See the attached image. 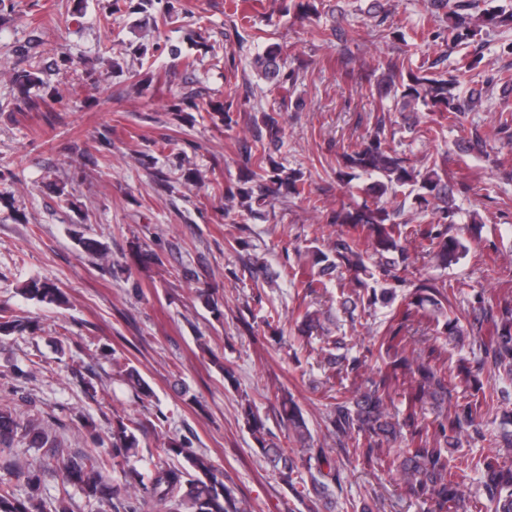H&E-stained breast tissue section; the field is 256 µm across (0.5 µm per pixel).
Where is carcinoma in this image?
Wrapping results in <instances>:
<instances>
[{
    "label": "carcinoma",
    "instance_id": "obj_1",
    "mask_svg": "<svg viewBox=\"0 0 512 512\" xmlns=\"http://www.w3.org/2000/svg\"><path fill=\"white\" fill-rule=\"evenodd\" d=\"M434 16L450 21L447 33L438 32L435 39L450 38L453 45L467 48L475 42L478 29L472 22L473 0H427ZM286 12L306 16L317 11L315 0H288ZM282 48L272 43L254 57V68L277 86L295 85L297 73L282 70ZM40 78L30 70L18 72L14 78L16 94L10 102L16 112L39 109L40 100L30 95V88ZM457 77L446 76L423 65L412 68L390 59L377 80L378 92L393 94L401 112H437L440 121L424 130L431 139L440 136L443 123L462 124L465 114L473 111L482 92L471 91L462 96L455 92ZM199 92L189 90L170 111L180 122L201 111ZM512 130V111L499 113L497 126L491 132H470L468 149L487 152L490 142ZM282 128L278 120L263 113L262 125L256 127L261 151L244 148L241 161L247 173L244 179L224 185L228 206L239 205L251 214L270 206L279 198H297L309 208L319 209V199L306 189L307 181L299 169H287L273 157L281 142ZM366 179L360 186L356 181ZM272 189L263 191L265 183ZM336 182L347 188L350 201L331 210L326 224L314 229L315 238L324 226H337L336 238L327 250L308 247L298 254L297 267L284 272L293 279L302 277L310 293H318L345 272L354 274L353 288L340 296L341 309L354 317L358 309L369 310L377 304L387 305L396 299V290L411 284L409 275L415 269L416 257L409 253L418 240L430 242L429 261L446 269L459 261L467 251L463 239L449 233L456 223L452 188L438 171L437 164L418 170L398 152L384 133L383 120L376 121L373 132L361 144L344 147L336 155ZM363 200H357V195ZM419 213H431L426 224L401 219L406 205ZM78 245L87 253L108 258V246L89 238H79ZM413 285V284H411ZM23 293L47 303H62L64 293L40 280L29 281ZM471 310L461 317L457 313V296L453 285L444 281L423 280L404 298L403 308L393 312L379 343L386 355L384 366L361 383L342 387L327 412L326 422L336 436V444L350 463L371 465L381 453L394 452L391 464L403 481L408 495L428 504L431 512H451L466 499L485 502L487 512H512V465L499 455H476L464 448L463 438L477 429L481 420L498 411L509 397L505 390L484 386L480 375L512 379V302L487 307L481 294L469 301ZM297 341L310 343L313 333H321L320 351L337 375L359 374L362 361L357 356L333 353L345 348L344 338L325 333L321 313L305 308L298 314ZM26 329L7 307L0 308V335L9 336ZM446 336L461 343L470 340L484 346V358L476 364L457 360L455 367L436 365L434 350L407 348L417 336ZM116 373L141 394L150 387L140 372L124 358L110 354ZM404 386L406 408L392 412V392ZM280 417L288 423V434L281 441L270 433L255 401L244 398L241 415L253 437L260 456L288 491L303 502L330 496V487L338 482L336 459L310 445L311 434L304 415L287 391L278 397ZM438 410L434 432L425 423V411ZM142 422L118 419L112 432L90 435L88 449L78 455L56 458L61 475V495L47 509L40 497L41 472H25L27 494L20 498L11 485L0 480V512H70L68 487L79 488L87 498L101 502L110 498L104 472L121 467L125 483L134 495L126 512H142L148 503L168 508L170 512H248L246 503L215 476V465L205 454H198L185 442L163 444L164 455L181 456L186 466L178 468L163 461L155 466L149 482L130 465L137 455L139 440L135 430ZM28 440L32 448H52L54 444L31 422L21 423L6 406H0V445L15 437ZM481 474L475 480L474 474Z\"/></svg>",
    "mask_w": 512,
    "mask_h": 512
}]
</instances>
